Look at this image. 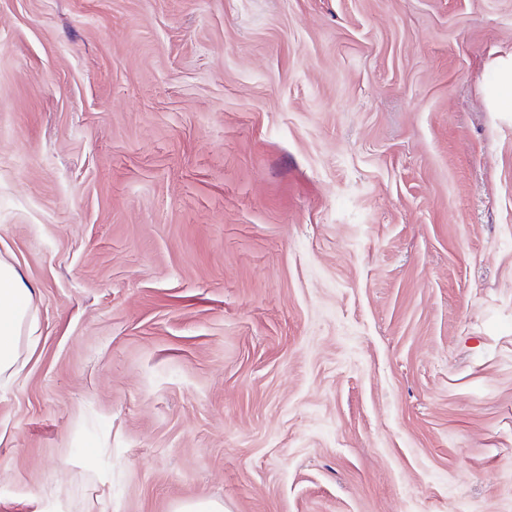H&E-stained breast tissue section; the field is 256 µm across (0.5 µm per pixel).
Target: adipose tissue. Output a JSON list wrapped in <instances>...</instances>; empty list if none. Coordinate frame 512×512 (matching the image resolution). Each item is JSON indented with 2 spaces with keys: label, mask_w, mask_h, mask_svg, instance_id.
Here are the masks:
<instances>
[{
  "label": "adipose tissue",
  "mask_w": 512,
  "mask_h": 512,
  "mask_svg": "<svg viewBox=\"0 0 512 512\" xmlns=\"http://www.w3.org/2000/svg\"><path fill=\"white\" fill-rule=\"evenodd\" d=\"M33 291L19 271L0 259V387L23 369L21 344H34L37 325L32 314Z\"/></svg>",
  "instance_id": "ef3b65f1"
}]
</instances>
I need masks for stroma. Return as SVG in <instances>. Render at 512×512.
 Instances as JSON below:
<instances>
[{
	"label": "stroma",
	"mask_w": 512,
	"mask_h": 512,
	"mask_svg": "<svg viewBox=\"0 0 512 512\" xmlns=\"http://www.w3.org/2000/svg\"><path fill=\"white\" fill-rule=\"evenodd\" d=\"M512 0H0V512H512ZM499 80L496 86L497 103L512 110V66L511 64L500 65L498 68ZM32 302L33 291L19 271L0 259V387L7 386L23 369L22 341L32 345L37 340Z\"/></svg>",
	"instance_id": "1"
}]
</instances>
